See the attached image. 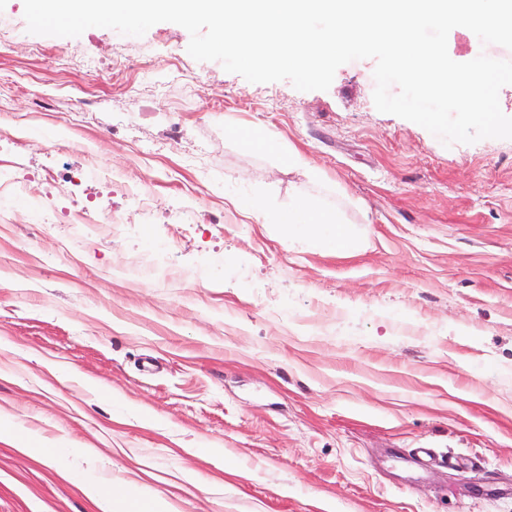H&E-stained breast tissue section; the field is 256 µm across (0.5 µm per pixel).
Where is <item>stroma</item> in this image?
Returning a JSON list of instances; mask_svg holds the SVG:
<instances>
[{"label": "stroma", "mask_w": 512, "mask_h": 512, "mask_svg": "<svg viewBox=\"0 0 512 512\" xmlns=\"http://www.w3.org/2000/svg\"><path fill=\"white\" fill-rule=\"evenodd\" d=\"M3 20L0 184L24 195L0 191V420L22 430L0 512H97L98 475L179 512H512V139L379 112L371 59L302 92L193 59L170 22ZM302 192L361 248L288 245ZM252 196L265 223L230 203ZM61 437L45 463L20 446Z\"/></svg>", "instance_id": "35a3bbf8"}]
</instances>
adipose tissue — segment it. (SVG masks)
Returning a JSON list of instances; mask_svg holds the SVG:
<instances>
[{
    "label": "adipose tissue",
    "instance_id": "1",
    "mask_svg": "<svg viewBox=\"0 0 512 512\" xmlns=\"http://www.w3.org/2000/svg\"><path fill=\"white\" fill-rule=\"evenodd\" d=\"M280 227L315 236L323 248L333 251L354 249L355 242L340 220L338 210L327 208L318 197H295L278 220Z\"/></svg>",
    "mask_w": 512,
    "mask_h": 512
}]
</instances>
